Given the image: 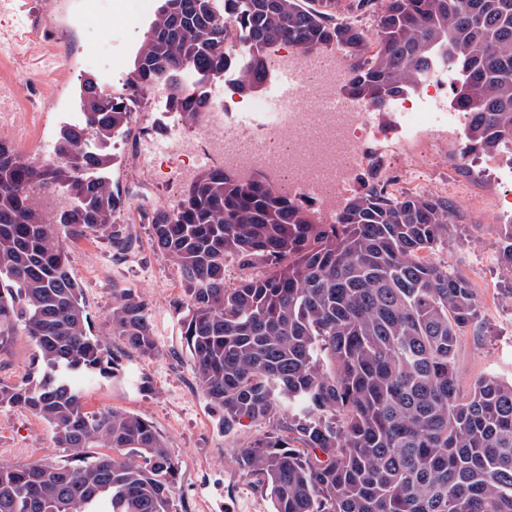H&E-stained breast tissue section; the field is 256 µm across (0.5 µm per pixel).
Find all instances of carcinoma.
<instances>
[{"label":"carcinoma","instance_id":"carcinoma-1","mask_svg":"<svg viewBox=\"0 0 512 512\" xmlns=\"http://www.w3.org/2000/svg\"><path fill=\"white\" fill-rule=\"evenodd\" d=\"M161 0L129 73L139 95L167 87L168 106L198 121L208 96L182 82L236 73L251 96L270 76L269 52L336 49L345 92L388 111L440 50L457 72L451 105L470 115L472 149L512 148V0H350L374 29L336 18L339 0ZM240 31L244 56L229 36ZM83 119L59 131L58 159L36 162L0 137V352L22 332L41 360L38 380L0 384V406L25 407L75 451L64 464H0V512H173L178 466L148 421L89 411L83 384L114 379L91 334L82 288L58 226L126 248L115 214L112 154L86 141L129 133L131 112L88 79ZM74 196L57 214L32 190ZM448 198L385 194L367 180L333 224L262 177L198 173L171 208L153 211V242L188 297L183 336L224 432L259 430L235 452L272 512H512V380L456 386L458 333L477 320L471 282L432 260L456 236ZM498 261L512 275V224L498 225ZM262 266L238 283L227 263ZM112 331L155 350L145 304L113 291ZM86 448H110L95 455Z\"/></svg>","mask_w":512,"mask_h":512}]
</instances>
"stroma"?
Listing matches in <instances>:
<instances>
[{
  "label": "stroma",
  "instance_id": "35a3bbf8",
  "mask_svg": "<svg viewBox=\"0 0 512 512\" xmlns=\"http://www.w3.org/2000/svg\"><path fill=\"white\" fill-rule=\"evenodd\" d=\"M85 3L10 0L0 10V83L40 98L27 142H18L12 130L0 131V137L14 142L23 155L55 140L63 123L78 120L75 99L84 79L125 87L134 52L159 0H147L146 7L132 14L124 12L123 0H96L91 14ZM91 29L109 44L121 69L87 64L85 45ZM114 157L112 183L127 200L116 216V227L131 238V249L118 250L109 239L94 236L63 239L70 271L83 290L90 331L109 350L119 374L118 379L87 388V406L137 415L160 432L179 465L174 512H194L199 502L208 504L210 512H271L270 501L234 458L236 447L249 442L256 428L246 423L224 434L220 410L205 398L182 336L185 310L179 273L156 248L139 204L144 196L152 206H172L186 183L168 173L165 161L149 172L131 150L115 151ZM427 176L438 183H465L486 202L479 208L455 200L452 221L464 225L465 232L432 256L464 274L477 294L479 317L460 333L455 351L458 390L466 395L482 376L512 379V277L497 263L498 237L488 227L487 205L495 201L499 188L480 167L452 160L433 167ZM120 288L146 305L156 342L152 354L139 352L112 332V292ZM40 369L37 348L28 337H15L0 352L1 384L35 379ZM71 455V449L59 447L47 421L19 406H0L1 463H58Z\"/></svg>",
  "mask_w": 512,
  "mask_h": 512
}]
</instances>
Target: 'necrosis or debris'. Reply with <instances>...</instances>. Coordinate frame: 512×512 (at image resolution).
<instances>
[{
    "label": "necrosis or debris",
    "instance_id": "4bbe7bcc",
    "mask_svg": "<svg viewBox=\"0 0 512 512\" xmlns=\"http://www.w3.org/2000/svg\"><path fill=\"white\" fill-rule=\"evenodd\" d=\"M273 71H295L300 82L297 112L282 115L265 109L261 97H242L234 91L233 75L224 77V94L212 103L213 114L203 120L194 139H185L171 126L167 148L178 168L205 166L211 157L242 172L266 169L275 174L279 187L297 198L312 200L319 219L336 220V203L351 189L357 177L373 165L375 144L386 143L396 153L402 141L422 139L424 152L401 172L391 162L380 169L386 191L399 193L447 192V185L428 182L426 172L440 159L439 134L462 129L468 116L442 107L453 66L440 56L432 72L410 93L396 99L395 122L380 120L370 105L354 109L334 108L336 85L345 76L338 51L308 57L275 51Z\"/></svg>",
    "mask_w": 512,
    "mask_h": 512
}]
</instances>
